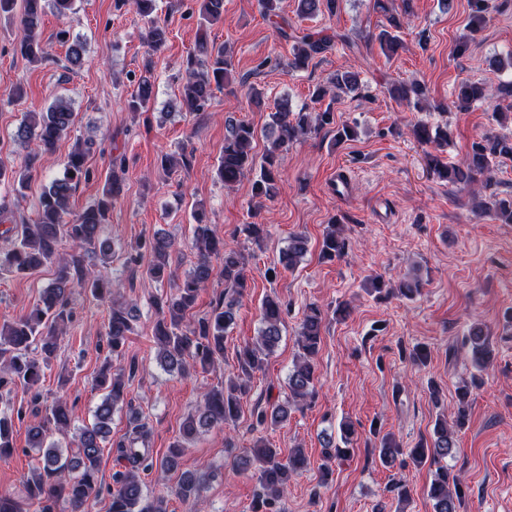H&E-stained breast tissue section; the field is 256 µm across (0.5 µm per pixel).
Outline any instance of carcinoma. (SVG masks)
<instances>
[{
    "label": "carcinoma",
    "mask_w": 512,
    "mask_h": 512,
    "mask_svg": "<svg viewBox=\"0 0 512 512\" xmlns=\"http://www.w3.org/2000/svg\"><path fill=\"white\" fill-rule=\"evenodd\" d=\"M74 0H0V13L11 12L20 6L22 36L16 50L31 63L46 58L47 50L40 40L39 30L46 7L50 6L60 16L72 10ZM144 22L147 54L160 50L167 42L166 27L158 20V0H124ZM470 32H478L488 17V0H470ZM336 12V0H297V13L303 18H313L324 12ZM224 16V0H199L200 29L193 51L182 62L185 82L182 84L176 107L182 112H202L211 103L215 92L231 85L234 70L232 55L224 45L208 40L207 27ZM390 29H383L377 36L381 52L391 57L402 45L399 29L402 23L394 15L389 16ZM57 38L69 43L67 57L73 64L84 59L85 46L79 39H70L66 29L58 31ZM293 59L291 67L305 69L334 43L340 42L352 48V38L346 33L333 35L320 32L292 36ZM136 90L127 100L131 112H146L154 101L155 81L150 67H145L135 80ZM359 75L351 70H338L328 85H320L313 92L317 101L326 96L336 99L339 92L359 89ZM389 94L416 107L426 100L425 86L418 82H394ZM489 98L486 87L477 81L460 83L453 105L466 111L471 104ZM269 121L264 134L271 146L256 161L253 143L257 137L254 126L238 121L228 125L224 137V150L217 169L219 179L230 186L250 173H255L251 184L252 197L259 201H271L280 193V155L293 143L305 136L317 133L335 122L330 109L309 112L297 111L289 101L282 99L275 111L268 114ZM75 123L70 104L56 99L45 111L29 112L18 127L15 137L23 142H36L23 163L15 165L0 159V184H9L15 197H25L39 157L51 153L57 143L68 136ZM411 135L420 144H433L437 148L448 146L452 131L448 126L431 127L417 123ZM93 142L78 141L70 151L62 176L52 179L43 187L39 198L37 217L32 224H12L0 230V237L8 245L0 249V274L18 276L32 274L48 264L57 265L56 278L42 290L39 301L16 320L0 325V384H20L31 394L33 401L41 396L40 383L54 356V336L72 320L71 295L81 288L100 301L109 303L110 318L106 336L110 355L104 358L95 383L105 395L97 405L91 425L79 429L76 451L59 447L49 440L54 430L62 432L70 427L71 408L57 398L45 409V416L34 421L28 428L29 445L42 450L37 470L25 482L26 498L38 505V512H57L59 504L68 506L70 512H88L89 505L101 495L103 488L98 481V463L103 443L111 432L112 415L118 406L126 403L128 392L124 374L112 371V358L122 355L131 322L137 320L135 305L120 299V285L114 283L109 271L115 254L113 244L102 238L103 224L107 223L112 207L121 198L125 174V161L118 159L106 178L101 195L73 219L69 215V200L81 180H89L93 172L86 166V156ZM427 166L439 179L454 187H469L480 183L479 190L471 191L472 211L482 214L492 210L506 224L512 223V195L503 196L495 171L506 161H512V134H487L473 142L466 156L458 163H448L430 152L425 154ZM239 233L252 245L263 244L267 231L264 225L250 223L239 228ZM68 240L73 245L70 254H63L59 247ZM175 240L166 233L156 232L142 238L134 252L126 258L127 266H138L140 251L151 256L145 275L155 281L173 283L176 293L167 298H157L154 306L158 318L153 334L159 348V357L168 371L179 373L193 368L202 373L209 370L214 361L224 356V335L234 324L235 308L248 288L246 256L235 245L227 244L218 237L211 225L205 223L203 211L196 213L193 248L196 261L180 282L173 281L170 256ZM348 239L344 225L335 217L326 226L321 243L322 258L332 261L347 253ZM92 252L100 262V268L86 266V252ZM308 251V239L302 233L288 237V245L280 251L278 264L293 270ZM221 260L224 287L231 294L224 295L212 313L191 325L185 323L187 313L193 308L200 292L210 282L214 267L212 258ZM370 291L377 297L397 296L412 300L422 294L423 281L414 274L394 283L380 276L369 278ZM260 329L256 340L237 353V374L221 386L210 387L202 395L195 413L182 425L181 439L175 441L161 461L168 471L177 468L184 450V441L211 428L235 421L240 413L241 400L251 391V381L263 371L269 355L282 336L284 307L278 298L268 297L261 306ZM325 323V314L316 305H309L303 313L296 336L298 352L288 375V393L283 399L266 407H256L253 416L261 425H276L288 417V410L314 396L317 379L315 357L319 350ZM466 344L469 347L476 374L471 381L457 388V410L453 421L436 420L433 433L421 438L415 447L404 449L394 436L386 433L378 438L373 448L381 464L393 467L409 459L417 467L427 463L435 466L428 486L427 496L433 502L434 512H460L466 492L459 476L448 465L456 452L457 430L467 420L470 388L482 382L481 373L493 362L487 332L475 324L468 330ZM22 417V411L10 408L0 411V458L9 457L15 451L13 444V417ZM150 434L146 423L135 425L133 437L128 443L117 445L120 457L128 462V470L117 474L115 488L109 491L110 512H167L165 499L146 492L142 474L154 466L153 456L147 448L136 444L145 442ZM235 464L243 470L255 469L261 492L252 503L251 512H282L280 503L288 490L290 479L310 465L301 448H293L283 457L281 452L267 441L257 440L252 451L236 458ZM209 479L205 472L184 473L180 476L176 494L187 500L199 496Z\"/></svg>",
    "instance_id": "1"
}]
</instances>
